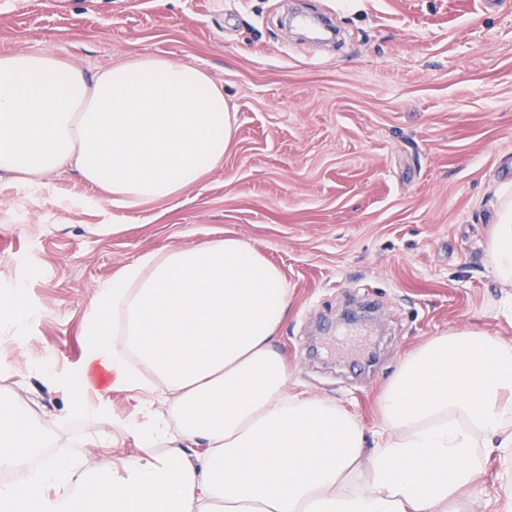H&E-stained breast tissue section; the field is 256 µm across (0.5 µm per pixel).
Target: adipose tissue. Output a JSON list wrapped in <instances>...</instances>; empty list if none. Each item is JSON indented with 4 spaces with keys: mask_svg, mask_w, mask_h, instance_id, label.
<instances>
[{
    "mask_svg": "<svg viewBox=\"0 0 512 512\" xmlns=\"http://www.w3.org/2000/svg\"><path fill=\"white\" fill-rule=\"evenodd\" d=\"M234 118L199 66L136 57L86 75L44 49L0 55V175L34 188L72 170L128 208L174 197L224 160ZM512 284V218L493 225ZM280 270L248 242L139 257L85 312L116 391L162 387L122 427L136 446L109 471L51 457L0 485V512H467L484 448L512 451V341L478 330L404 355L368 446L356 416L289 388L276 337Z\"/></svg>",
    "mask_w": 512,
    "mask_h": 512,
    "instance_id": "adipose-tissue-1",
    "label": "adipose tissue"
}]
</instances>
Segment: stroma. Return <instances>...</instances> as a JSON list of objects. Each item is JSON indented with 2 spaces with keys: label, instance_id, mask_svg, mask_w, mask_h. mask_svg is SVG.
Returning <instances> with one entry per match:
<instances>
[{
  "label": "stroma",
  "instance_id": "35a3bbf8",
  "mask_svg": "<svg viewBox=\"0 0 512 512\" xmlns=\"http://www.w3.org/2000/svg\"><path fill=\"white\" fill-rule=\"evenodd\" d=\"M340 49L300 38L290 0H0V54L43 47L92 75L176 57L223 89L236 130L223 163L179 195L114 205L80 175L48 192L0 178V298L28 316L0 327L11 397L0 417L39 446L67 437L90 472L134 451L121 421L159 393L89 384L83 313L140 255L235 237L290 288L278 343L290 385L354 414L368 437L406 352L451 330L512 340V287L492 274L490 231L512 172V0H305ZM85 411H66L65 382ZM469 512H512V453L482 451Z\"/></svg>",
  "mask_w": 512,
  "mask_h": 512
}]
</instances>
